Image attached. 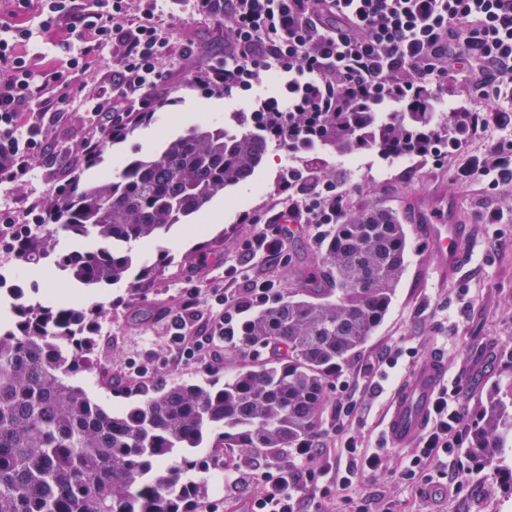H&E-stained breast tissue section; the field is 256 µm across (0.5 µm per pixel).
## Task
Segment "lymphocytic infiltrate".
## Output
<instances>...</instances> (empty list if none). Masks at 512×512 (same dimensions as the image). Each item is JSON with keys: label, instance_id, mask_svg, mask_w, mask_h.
Here are the masks:
<instances>
[{"label": "lymphocytic infiltrate", "instance_id": "lymphocytic-infiltrate-1", "mask_svg": "<svg viewBox=\"0 0 512 512\" xmlns=\"http://www.w3.org/2000/svg\"><path fill=\"white\" fill-rule=\"evenodd\" d=\"M195 14L224 27L223 58L197 69L194 51L173 54L159 0H0V183L46 167L44 123L67 119L72 103L88 107L74 151L100 152L123 117L149 112L172 72L186 83L232 95L262 76L278 78L277 94L255 98L258 112H367L382 100L411 104L438 96L460 71L469 93L512 102V0H190ZM67 56L62 70H34L24 44L32 38ZM114 53L109 87L88 90L105 51ZM501 137L469 157L454 174L459 184L482 177L489 188L512 186V125L500 112H471L464 149L489 125ZM289 218L304 224L343 223L348 195L305 164L292 165L281 185ZM466 416L454 392L440 387L431 420L402 470L428 480L432 464L455 461ZM324 450L308 441L288 463L258 474L262 492L252 512H307L303 491L352 507V486L385 466L382 451L346 437L320 470ZM325 455V454H324Z\"/></svg>", "mask_w": 512, "mask_h": 512}]
</instances>
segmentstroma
I'll use <instances>...</instances> for the list:
<instances>
[{
    "label": "stroma",
    "instance_id": "1",
    "mask_svg": "<svg viewBox=\"0 0 512 512\" xmlns=\"http://www.w3.org/2000/svg\"><path fill=\"white\" fill-rule=\"evenodd\" d=\"M164 9L175 47L192 45L197 66L223 57L221 29L174 0H166ZM252 97L210 95L186 86L163 95L156 121L138 128L126 141L110 145L103 165L110 169L131 154H152L166 136L188 127L231 121L238 113L250 111ZM84 120L82 109L77 108L68 121L46 126L45 141L61 148L53 170H38L28 180L1 185L0 197L13 201L45 196L57 181L82 173V165L68 148L78 140ZM495 139V134L483 132L470 141L466 153L482 151ZM466 153L401 155L385 161L374 149L346 157L320 150L308 157L324 179L342 184L352 211L389 208L400 213L412 195L451 198L459 203L460 220L467 227L465 263L442 280L429 263L428 242L413 226H406L405 267L389 310L336 378L321 425V444L335 449L337 440L346 434L365 448H383L388 454L385 469L365 477L353 492L365 512H382L386 506L392 512H512V496L501 491L489 469L470 468L454 493L442 481L426 485L403 480L401 469L408 452L388 447L383 434L391 394L408 383L414 365L430 354L444 359L446 381L458 388L467 413L496 383L512 378V188L493 190L479 178L465 186L457 184L454 170ZM287 169L283 150L271 148L250 184L216 197L190 223L175 226L164 237L134 244V251L149 260H156L162 252L171 257L148 289L137 294L123 283L90 289L73 282L57 265L56 256L82 249L80 239L59 237L54 255L31 264L0 249V314L9 313L14 299L7 290L17 284L22 285L28 302L50 306L64 293L80 306L99 308L105 328L96 338L99 368L86 373L81 383L93 400L112 411L141 401L134 384L152 385L157 375L168 385L224 381L247 368L249 358L237 354L223 366L210 367L211 351L224 348L218 340L213 347L201 348L172 365L173 328L168 312L180 296L192 294L195 307L184 316V331L191 334L202 325L215 324L217 293L237 300L246 297L251 283L265 281L285 297L316 263L321 235L314 224L295 225L274 264H264L261 256L246 249L259 236H280L269 219ZM493 210L503 213L502 223H483V216ZM201 258L206 261L202 268L197 265ZM386 352L400 355L396 378L387 381L379 375H361L363 364ZM104 371L111 384L102 383ZM348 396L355 407L346 414L339 406ZM260 490L251 479L233 488L212 480L202 503L214 506L216 512H249Z\"/></svg>",
    "mask_w": 512,
    "mask_h": 512
}]
</instances>
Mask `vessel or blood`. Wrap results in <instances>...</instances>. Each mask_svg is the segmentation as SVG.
Here are the masks:
<instances>
[{
	"label": "vessel or blood",
	"instance_id": "b4317fda",
	"mask_svg": "<svg viewBox=\"0 0 512 512\" xmlns=\"http://www.w3.org/2000/svg\"><path fill=\"white\" fill-rule=\"evenodd\" d=\"M405 209L417 233L431 243V263L439 276L458 270L464 259L465 230L456 222V206L424 207L421 199L407 200ZM445 378V364L431 358L417 364L407 385L393 395L385 417L384 434L390 447L403 449L418 439L429 424L431 402Z\"/></svg>",
	"mask_w": 512,
	"mask_h": 512
}]
</instances>
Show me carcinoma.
<instances>
[{"label": "carcinoma", "mask_w": 512, "mask_h": 512, "mask_svg": "<svg viewBox=\"0 0 512 512\" xmlns=\"http://www.w3.org/2000/svg\"><path fill=\"white\" fill-rule=\"evenodd\" d=\"M156 113L139 112L126 140ZM424 101L385 120L376 112H327L311 127L296 113L253 112L231 132L222 124L192 127L149 156L127 159L92 179L71 178L45 201V223L10 240L24 263L40 260L60 235L95 243L63 253L57 264L85 288L152 270L137 266L132 245L161 237L229 189L247 184L270 146L295 153L365 148L383 155L427 150L410 138L460 134L451 112L434 123ZM407 246L398 213H355L329 231L319 271L284 299L262 304L229 328L250 359L219 384L175 383L142 390L143 401L118 411L94 402L77 383L92 369L97 308L74 303L12 306L0 328V512H194L204 474L224 468V448L270 458L312 440L341 363L386 315L404 269ZM470 456L512 488V382L495 388L474 413ZM174 458L170 474L157 462Z\"/></svg>", "instance_id": "1"}]
</instances>
